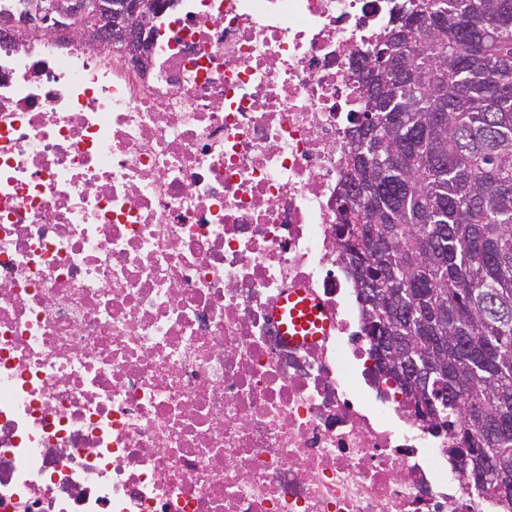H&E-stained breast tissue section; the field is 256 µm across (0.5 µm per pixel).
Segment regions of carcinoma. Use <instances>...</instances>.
Wrapping results in <instances>:
<instances>
[{"label":"carcinoma","mask_w":512,"mask_h":512,"mask_svg":"<svg viewBox=\"0 0 512 512\" xmlns=\"http://www.w3.org/2000/svg\"><path fill=\"white\" fill-rule=\"evenodd\" d=\"M360 53L336 197L367 254L369 335L448 390L447 431L472 449L474 491L512 512V0H391Z\"/></svg>","instance_id":"obj_1"}]
</instances>
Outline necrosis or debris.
Returning a JSON list of instances; mask_svg holds the SVG:
<instances>
[{
    "label": "necrosis or debris",
    "mask_w": 512,
    "mask_h": 512,
    "mask_svg": "<svg viewBox=\"0 0 512 512\" xmlns=\"http://www.w3.org/2000/svg\"><path fill=\"white\" fill-rule=\"evenodd\" d=\"M390 7L167 0L140 65L0 23V512H501L376 372L336 245Z\"/></svg>",
    "instance_id": "4bbe7bcc"
}]
</instances>
